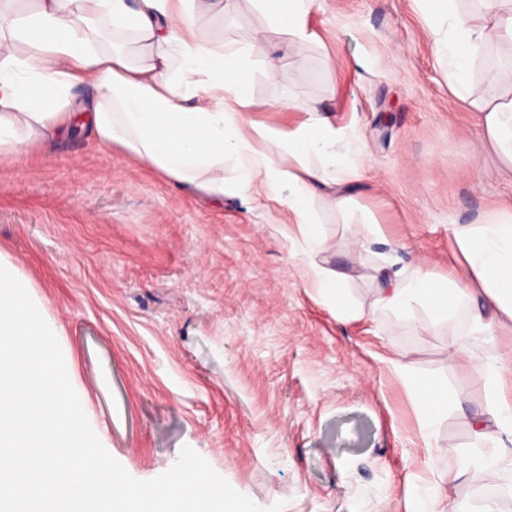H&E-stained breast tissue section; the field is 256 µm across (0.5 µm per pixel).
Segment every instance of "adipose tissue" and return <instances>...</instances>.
<instances>
[{"label": "adipose tissue", "instance_id": "adipose-tissue-1", "mask_svg": "<svg viewBox=\"0 0 512 512\" xmlns=\"http://www.w3.org/2000/svg\"><path fill=\"white\" fill-rule=\"evenodd\" d=\"M26 16L0 0V158L30 142H48L67 127L89 122L94 139L118 144L178 184L221 200L225 186L286 205L303 249L322 250V200L345 209L341 186L360 178L367 161L354 137L336 125L318 102H297L304 119L282 129L251 120L259 102L247 87L253 49L215 47L194 12L220 13L223 0H37ZM275 21L284 46L315 42L307 25L315 0H258ZM437 56L448 69V87L479 112L483 136L512 169V62L488 65L485 80L497 96H477L470 82L476 57L512 45V0H427ZM94 89L93 108L82 113L73 90ZM232 178H225V171ZM454 251L467 278H435L419 260L385 277L370 304L352 301L334 271L310 264L308 281L338 321L380 310L403 318L422 307L429 326L463 316L449 359L467 357L486 378L487 406L471 425L482 450L474 466L435 475L420 489L414 512H455L450 484L470 472L493 478L512 470V402L501 393V359L480 357L477 348L494 328H512V206L453 229ZM394 371L409 379L419 411L420 433L431 441L443 413L461 404L458 393L413 380L407 362Z\"/></svg>", "mask_w": 512, "mask_h": 512}]
</instances>
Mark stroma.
I'll return each mask as SVG.
<instances>
[{
    "label": "stroma",
    "mask_w": 512,
    "mask_h": 512,
    "mask_svg": "<svg viewBox=\"0 0 512 512\" xmlns=\"http://www.w3.org/2000/svg\"><path fill=\"white\" fill-rule=\"evenodd\" d=\"M224 5L195 17L215 44L279 43L255 0ZM308 24L317 41L284 56L275 83L255 59L249 92L263 104L252 120L274 127L302 115L268 101L317 100L370 159L343 187L347 210L316 202L322 252H302L283 205L215 202L79 134L0 162V254L31 281L94 432L135 479L188 446L261 512H412L425 473L478 453L470 419L486 407L485 379L445 352L461 323L427 328L419 307L339 322L306 269L335 270L364 303L385 256L464 275L451 228L512 205V178L449 91L420 0H318ZM365 220L378 229L361 246ZM395 359L465 398L435 447L417 438ZM452 496L459 512L490 497L512 512V471Z\"/></svg>",
    "instance_id": "stroma-1"
}]
</instances>
